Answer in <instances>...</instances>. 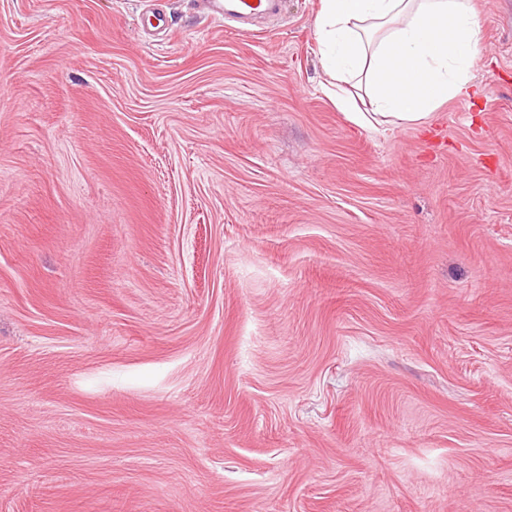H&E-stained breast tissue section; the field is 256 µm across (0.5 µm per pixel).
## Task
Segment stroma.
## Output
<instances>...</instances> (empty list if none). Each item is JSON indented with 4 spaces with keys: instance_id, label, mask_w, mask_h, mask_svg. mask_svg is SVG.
<instances>
[{
    "instance_id": "stroma-1",
    "label": "stroma",
    "mask_w": 512,
    "mask_h": 512,
    "mask_svg": "<svg viewBox=\"0 0 512 512\" xmlns=\"http://www.w3.org/2000/svg\"><path fill=\"white\" fill-rule=\"evenodd\" d=\"M367 129L320 0H0V512H512V0ZM210 12L215 18L234 22L237 32L248 35L255 31L253 22L277 15L282 0H207Z\"/></svg>"
}]
</instances>
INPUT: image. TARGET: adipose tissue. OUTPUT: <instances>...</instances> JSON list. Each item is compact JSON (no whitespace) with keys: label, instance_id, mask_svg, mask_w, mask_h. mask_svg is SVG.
Here are the masks:
<instances>
[{"label":"adipose tissue","instance_id":"ef3b65f1","mask_svg":"<svg viewBox=\"0 0 512 512\" xmlns=\"http://www.w3.org/2000/svg\"><path fill=\"white\" fill-rule=\"evenodd\" d=\"M316 28L336 101L357 125H421L474 92L483 21L470 0H321ZM354 83L365 86L368 110L356 105Z\"/></svg>","mask_w":512,"mask_h":512}]
</instances>
